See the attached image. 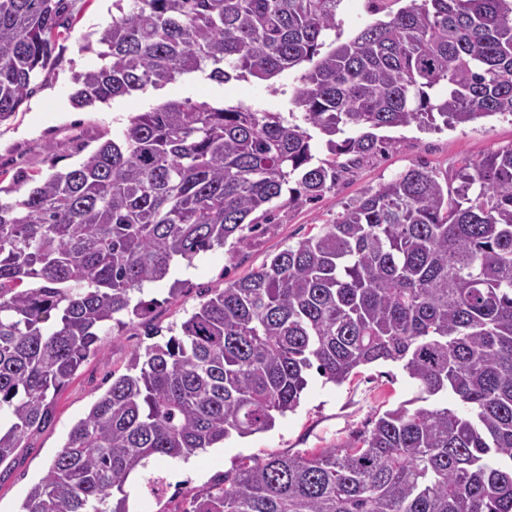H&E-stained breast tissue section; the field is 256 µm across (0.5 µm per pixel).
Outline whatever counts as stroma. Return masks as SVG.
Returning <instances> with one entry per match:
<instances>
[{"instance_id":"35a3bbf8","label":"stroma","mask_w":512,"mask_h":512,"mask_svg":"<svg viewBox=\"0 0 512 512\" xmlns=\"http://www.w3.org/2000/svg\"><path fill=\"white\" fill-rule=\"evenodd\" d=\"M407 4L408 0H341L336 10L337 29L342 39H350L367 24L387 19ZM77 7L79 21L72 36L58 43L55 68L42 78L38 91L17 115L0 124V181L10 182L20 168H43V146L49 141L62 153L63 165H70L66 152L71 140L93 137L102 129L118 132L131 115L149 111L165 100L189 98L227 107L242 104L265 112L290 113L295 121H302L303 113L293 102V91L300 84L297 70L283 72L270 84L250 77L221 85L197 73L159 90L92 108L73 107V74L101 63L97 53L81 51L80 43L86 37L99 39L112 19V0H79ZM377 135L387 139L386 149L363 159L319 198L296 202L280 198L259 232L248 234L245 244L228 239L203 258L176 263L167 280L145 285L140 295L146 304L142 316L105 336L103 353L89 356L58 392L50 423L26 436L13 463L0 466V512H20L30 487L44 476L73 425L107 390L113 374L124 373L134 351L144 350L153 340H167L171 330L180 328L198 308L208 289L223 287L257 270L274 254L332 222L363 192L415 164L425 163L443 178L464 160L512 147V116L497 114L448 128L414 124L383 128ZM152 329L158 330V337H149ZM417 395L416 384L391 362L361 367L340 385L310 373L299 407L278 418L273 428L246 437L233 434L219 447L197 450L190 457V471H183L181 460L164 458L135 474L126 486L130 512H188L199 490L216 477L233 472L242 458L343 447L356 434L370 430L376 415L412 404ZM158 475L165 477L167 487L156 496L148 493L144 484Z\"/></svg>"}]
</instances>
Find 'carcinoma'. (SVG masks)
Masks as SVG:
<instances>
[{"label":"carcinoma","mask_w":512,"mask_h":512,"mask_svg":"<svg viewBox=\"0 0 512 512\" xmlns=\"http://www.w3.org/2000/svg\"><path fill=\"white\" fill-rule=\"evenodd\" d=\"M77 0H0V123L53 70ZM340 0H112L92 108L197 72L304 69L276 112L166 101L58 167L0 185V465L174 263L222 246L288 192L316 199L373 130L512 116V0H411L342 41ZM363 133L349 136L350 130ZM352 159L339 164L336 157ZM399 365L416 401L343 448L246 458L190 512H512V148L444 179L418 163L321 231L214 288L181 334L130 357L70 430L21 512H127L131 473L274 427L316 371ZM456 402L425 405L439 394Z\"/></svg>","instance_id":"cac0c4a2"}]
</instances>
